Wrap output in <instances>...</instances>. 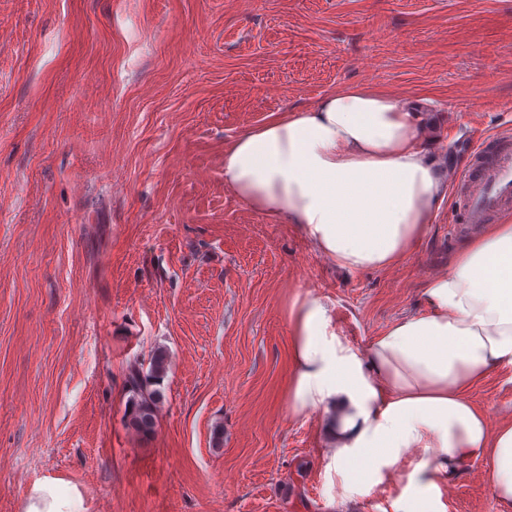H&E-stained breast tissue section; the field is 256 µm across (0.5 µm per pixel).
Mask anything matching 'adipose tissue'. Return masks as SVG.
Listing matches in <instances>:
<instances>
[{
    "label": "adipose tissue",
    "instance_id": "adipose-tissue-1",
    "mask_svg": "<svg viewBox=\"0 0 512 512\" xmlns=\"http://www.w3.org/2000/svg\"><path fill=\"white\" fill-rule=\"evenodd\" d=\"M417 113L391 96L349 86L314 106L240 134L224 150V184L252 207L295 224L350 271L395 265L414 248L448 192L418 142ZM425 308L360 350L344 344L320 298L287 305L288 406L316 413L333 450L327 467L360 494L396 483V512H446L448 478L479 460L512 512V414L489 428L473 397L512 366V216L484 225L429 279ZM21 512H87L77 484L45 476Z\"/></svg>",
    "mask_w": 512,
    "mask_h": 512
}]
</instances>
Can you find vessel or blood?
<instances>
[{
    "mask_svg": "<svg viewBox=\"0 0 512 512\" xmlns=\"http://www.w3.org/2000/svg\"><path fill=\"white\" fill-rule=\"evenodd\" d=\"M455 185L470 221L512 207V136L495 132L474 146Z\"/></svg>",
    "mask_w": 512,
    "mask_h": 512,
    "instance_id": "vessel-or-blood-1",
    "label": "vessel or blood"
}]
</instances>
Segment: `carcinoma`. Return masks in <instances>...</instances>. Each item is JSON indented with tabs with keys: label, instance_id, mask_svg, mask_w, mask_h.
Listing matches in <instances>:
<instances>
[{
	"label": "carcinoma",
	"instance_id": "cac0c4a2",
	"mask_svg": "<svg viewBox=\"0 0 512 512\" xmlns=\"http://www.w3.org/2000/svg\"><path fill=\"white\" fill-rule=\"evenodd\" d=\"M168 369V357L161 351L155 355L149 372L133 362L129 364L126 375V388L129 394L125 409V423L141 435L153 433L156 427L157 413L162 402L160 384Z\"/></svg>",
	"mask_w": 512,
	"mask_h": 512
}]
</instances>
